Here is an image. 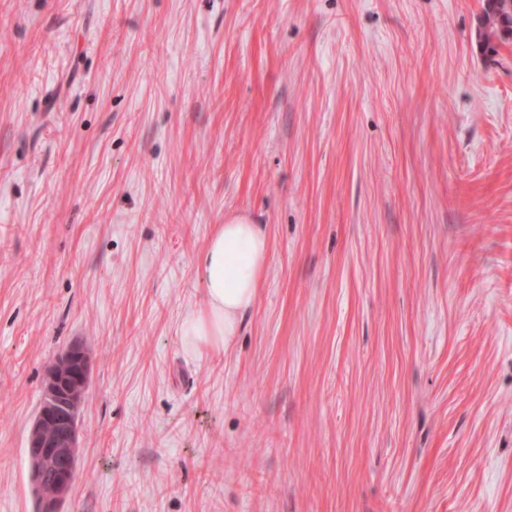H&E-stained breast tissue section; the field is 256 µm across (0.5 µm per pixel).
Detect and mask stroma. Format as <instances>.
Masks as SVG:
<instances>
[{
  "instance_id": "stroma-1",
  "label": "stroma",
  "mask_w": 512,
  "mask_h": 512,
  "mask_svg": "<svg viewBox=\"0 0 512 512\" xmlns=\"http://www.w3.org/2000/svg\"><path fill=\"white\" fill-rule=\"evenodd\" d=\"M483 0H0V512H512V43ZM270 248L187 352L224 219ZM511 6L512 5L508 3V0H484L482 14L480 15L484 42H489L492 38L497 37L499 22L504 33L510 32L512 27L511 16H502L500 21V15L506 9H510ZM89 356L82 345L75 344L61 353L47 372L39 403L38 416L30 430L26 461L30 483L39 488L50 476L52 496L44 498L39 512H60L76 476L79 451L78 418L81 394L86 390ZM53 421L61 431L52 445L43 439V422Z\"/></svg>"
}]
</instances>
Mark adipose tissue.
I'll use <instances>...</instances> for the list:
<instances>
[{"mask_svg":"<svg viewBox=\"0 0 512 512\" xmlns=\"http://www.w3.org/2000/svg\"><path fill=\"white\" fill-rule=\"evenodd\" d=\"M268 259V240L259 225L234 216L219 226L199 261L205 307L181 326L187 351L203 345L222 347L236 336L241 315L255 300Z\"/></svg>","mask_w":512,"mask_h":512,"instance_id":"1","label":"adipose tissue"}]
</instances>
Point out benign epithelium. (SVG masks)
Listing matches in <instances>:
<instances>
[{"mask_svg": "<svg viewBox=\"0 0 512 512\" xmlns=\"http://www.w3.org/2000/svg\"><path fill=\"white\" fill-rule=\"evenodd\" d=\"M89 356L79 344L61 353L47 372L38 416L30 430L26 461L32 487H40L46 477L54 483L52 496L41 502L40 512H60L76 476L79 451L78 418L81 394L86 390ZM52 421L61 431L53 444L42 437V423Z\"/></svg>", "mask_w": 512, "mask_h": 512, "instance_id": "1", "label": "benign epithelium"}]
</instances>
